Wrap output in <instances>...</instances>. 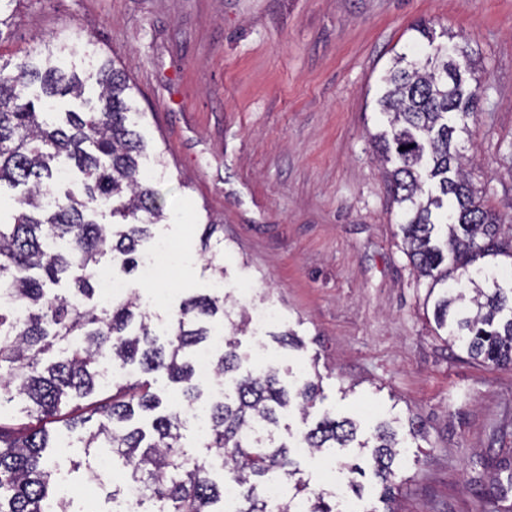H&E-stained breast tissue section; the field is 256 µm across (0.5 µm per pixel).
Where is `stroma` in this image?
Returning <instances> with one entry per match:
<instances>
[{"mask_svg": "<svg viewBox=\"0 0 512 512\" xmlns=\"http://www.w3.org/2000/svg\"><path fill=\"white\" fill-rule=\"evenodd\" d=\"M54 36L74 47L62 66L87 71L90 42L133 84L140 166L165 216L152 237L173 257L154 281L128 275L142 306L167 320L219 279L238 306L273 307L261 335L237 336L243 369L275 367L286 384L320 373L319 410L365 433L397 419L399 512H483L492 464L512 460V365L445 343L374 136L388 128L378 100L393 57L464 46L481 89L457 147L488 206L512 218V0H21L0 57ZM213 220L220 278L201 242ZM288 329L302 349L275 342ZM50 430L83 512H110L118 480L91 484L72 466L82 448L63 423Z\"/></svg>", "mask_w": 512, "mask_h": 512, "instance_id": "35a3bbf8", "label": "stroma"}]
</instances>
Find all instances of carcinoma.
Instances as JSON below:
<instances>
[{"mask_svg": "<svg viewBox=\"0 0 512 512\" xmlns=\"http://www.w3.org/2000/svg\"><path fill=\"white\" fill-rule=\"evenodd\" d=\"M0 0V40L10 27L12 5ZM43 64L29 59L0 61V185H24L13 203V222H0V291L25 306L28 316L16 321L0 302V401L20 397L28 402L33 426L18 429L0 421V512H44L56 496L54 468L46 449L56 439L45 421L74 399L90 398L97 386L99 358L108 355L120 368L137 367L139 377L116 388L112 402L88 415L65 420L82 448L106 449L141 485L140 512H219L224 485L211 477L209 459L224 467V479L240 490L238 512H339L336 494L310 488L293 447L274 443L280 417L295 406L305 423L302 442L314 453L334 454L357 447L368 454L343 461L351 474L371 472L373 489L389 503L395 499L397 431L380 423L359 440L358 423L324 412L308 423L321 397L318 382L306 378L290 390L272 368L241 371L235 335L249 316L230 319L229 296H191L167 321L166 340L158 343L151 315L133 295L104 307L93 301L101 258L118 260L132 273L140 246L151 226L164 218L157 193L139 165L145 144L128 123L129 78L108 60L85 55L95 63L98 105L86 112L68 111L55 120L56 100L83 99L85 80L77 71L53 64L67 54V44H45ZM379 99L390 132L375 136L379 150L395 154L389 173L399 229L417 279L429 280L426 298H434L437 329L468 359L485 366L512 364V286L504 287L494 270L476 267L486 257L512 259V237L500 217L485 204L462 167L457 133L469 132L481 83L470 86L442 50L420 60L396 59L384 77ZM29 86L40 94L23 99ZM405 150H400V147ZM102 203L124 221L123 228L99 224L91 205ZM67 282L66 294H50ZM227 319L230 334L213 360L215 373L234 383L233 394L211 405L206 456L189 458L179 444L181 411H160L153 384L160 377L181 385L183 405L202 400L196 383L193 351L208 345L206 322ZM138 413L152 415V439L135 422ZM99 416L93 429L85 428ZM497 493L490 512H512L505 506L512 491V463L495 464ZM284 478L294 493L268 502L263 486Z\"/></svg>", "mask_w": 512, "mask_h": 512, "instance_id": "carcinoma-1", "label": "carcinoma"}]
</instances>
